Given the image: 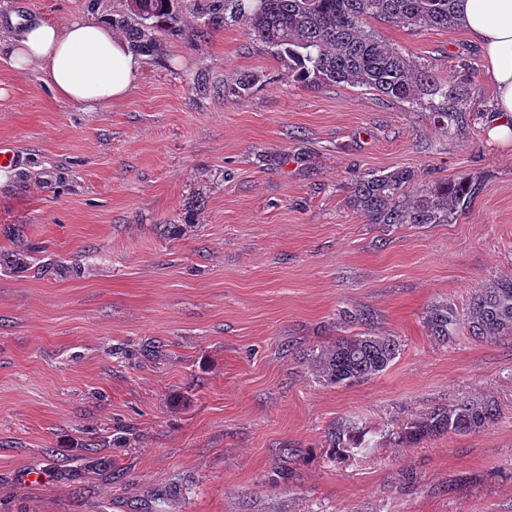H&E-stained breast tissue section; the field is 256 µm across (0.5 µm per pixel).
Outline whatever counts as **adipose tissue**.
Listing matches in <instances>:
<instances>
[{
	"mask_svg": "<svg viewBox=\"0 0 512 512\" xmlns=\"http://www.w3.org/2000/svg\"><path fill=\"white\" fill-rule=\"evenodd\" d=\"M458 7L494 90L500 120L490 136L512 138V0H460ZM0 51L15 71L39 69L57 97L90 111L124 98L139 73L127 43L102 20L63 28L34 20Z\"/></svg>",
	"mask_w": 512,
	"mask_h": 512,
	"instance_id": "ef3b65f1",
	"label": "adipose tissue"
}]
</instances>
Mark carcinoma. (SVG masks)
<instances>
[{
	"mask_svg": "<svg viewBox=\"0 0 512 512\" xmlns=\"http://www.w3.org/2000/svg\"><path fill=\"white\" fill-rule=\"evenodd\" d=\"M207 27L242 23L249 35L266 44L302 81L347 84L372 90L387 100L426 106L437 123L450 128L466 118L467 89L438 76L390 46L371 22L411 30L462 26L458 0H193ZM181 0H130L128 12L112 19L125 31L136 52L155 46V33H181ZM483 189V183L462 176L416 186L411 170L393 169L360 176L349 187L348 204L369 224H452ZM31 256L0 253V267L28 268ZM430 335L454 344L460 329L474 339L512 337V278L477 289L465 312L449 303L431 305L424 316ZM400 351L390 337L356 333L309 354L317 377L329 385L367 381L385 371ZM497 405L484 398H466L434 409L419 421L387 437L412 446L427 438L467 435L494 425ZM375 430L356 423H338L329 436L327 454L346 460L355 449L370 450Z\"/></svg>",
	"mask_w": 512,
	"mask_h": 512,
	"instance_id": "cac0c4a2",
	"label": "carcinoma"
}]
</instances>
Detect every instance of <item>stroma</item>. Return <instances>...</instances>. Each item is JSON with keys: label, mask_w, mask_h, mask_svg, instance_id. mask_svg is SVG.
<instances>
[{"label": "stroma", "mask_w": 512, "mask_h": 512, "mask_svg": "<svg viewBox=\"0 0 512 512\" xmlns=\"http://www.w3.org/2000/svg\"><path fill=\"white\" fill-rule=\"evenodd\" d=\"M126 10L0 0L1 17L60 26ZM181 16L125 99L92 112L0 55V142L22 159L0 171V252L66 268L0 269V512H512V337L446 347L423 323L512 276V140L489 136L494 92L465 30L373 25L464 82L470 117L448 129L295 81L244 25L204 29L192 0ZM395 168L483 189L452 224L367 223L352 180ZM356 331L401 351L368 381L321 382L308 354ZM466 397L498 422L326 453L336 423L396 429Z\"/></svg>", "instance_id": "stroma-1"}]
</instances>
